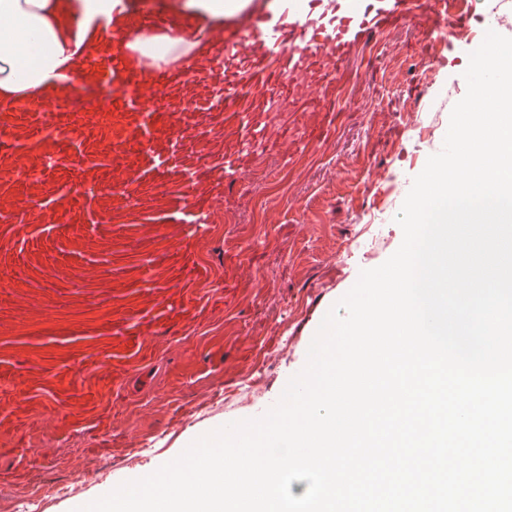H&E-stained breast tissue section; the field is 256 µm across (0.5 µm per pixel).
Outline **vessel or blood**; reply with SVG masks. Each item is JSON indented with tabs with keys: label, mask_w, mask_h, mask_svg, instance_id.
Here are the masks:
<instances>
[{
	"label": "vessel or blood",
	"mask_w": 512,
	"mask_h": 512,
	"mask_svg": "<svg viewBox=\"0 0 512 512\" xmlns=\"http://www.w3.org/2000/svg\"><path fill=\"white\" fill-rule=\"evenodd\" d=\"M413 18L449 26L455 41L477 35L469 13L451 12L448 0H277L275 11L250 24L215 30L217 52L196 61L186 76L176 69L144 73L114 54L94 56L84 86L111 87L109 103L80 111L64 96L21 102L0 125L17 143L0 147V218L34 222L29 205L37 197L51 221L75 223L81 211L76 189L85 186L98 191L99 212L113 223L187 225V242L164 256L171 276L156 284L159 298L113 315V331L122 338L113 358L139 354L155 334L196 324L208 305L197 287L208 273L195 257L202 225L220 222L240 176L255 164L257 145L284 153L292 144L283 128L250 109L251 100L273 95L329 109L324 87L335 74L316 71V63L343 59L373 33ZM191 81L201 82L203 91L188 95ZM46 111L62 128L49 142L39 120ZM36 166L45 169L41 182H24L23 173ZM257 264L240 245H226L225 298L239 286L236 270ZM175 299L194 307L184 321L172 315Z\"/></svg>",
	"instance_id": "b4317fda"
}]
</instances>
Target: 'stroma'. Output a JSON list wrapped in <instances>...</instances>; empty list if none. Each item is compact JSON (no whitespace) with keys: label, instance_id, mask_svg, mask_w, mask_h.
<instances>
[{"label":"stroma","instance_id":"1","mask_svg":"<svg viewBox=\"0 0 512 512\" xmlns=\"http://www.w3.org/2000/svg\"><path fill=\"white\" fill-rule=\"evenodd\" d=\"M447 37L414 20L353 49L323 145L290 157L260 150L228 221L209 226L212 313L200 330L154 337L121 381L112 312L125 262L112 254V222L24 224L0 238V512L32 494L42 512H75L172 461L196 433L278 402L325 315L402 242L395 218L467 91L474 44L440 65L423 54ZM184 232L150 224L124 246L147 252L142 274L161 277L162 253ZM228 240L262 255L259 268L240 270L245 286L229 302ZM133 448L141 457L130 465ZM93 462L97 482L57 494Z\"/></svg>","mask_w":512,"mask_h":512}]
</instances>
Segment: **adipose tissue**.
<instances>
[{
  "instance_id": "adipose-tissue-1",
  "label": "adipose tissue",
  "mask_w": 512,
  "mask_h": 512,
  "mask_svg": "<svg viewBox=\"0 0 512 512\" xmlns=\"http://www.w3.org/2000/svg\"><path fill=\"white\" fill-rule=\"evenodd\" d=\"M276 0H160L169 28H131L132 0H0V112L46 97L65 83L77 94L87 59L118 53L143 71L210 55L212 30L273 10Z\"/></svg>"
}]
</instances>
